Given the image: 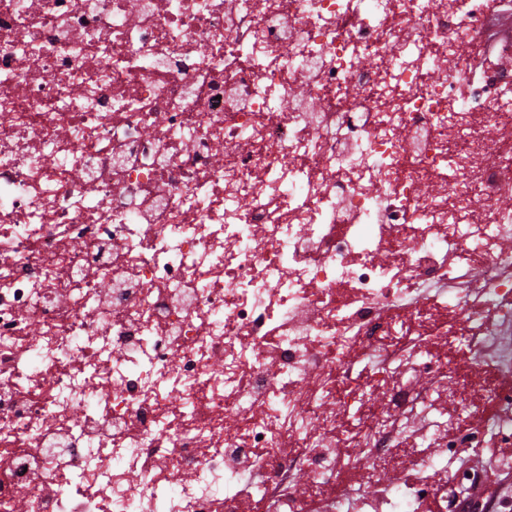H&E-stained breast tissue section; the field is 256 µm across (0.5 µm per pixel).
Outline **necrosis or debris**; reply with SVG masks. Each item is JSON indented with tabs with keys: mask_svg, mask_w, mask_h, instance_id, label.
I'll return each instance as SVG.
<instances>
[{
	"mask_svg": "<svg viewBox=\"0 0 512 512\" xmlns=\"http://www.w3.org/2000/svg\"><path fill=\"white\" fill-rule=\"evenodd\" d=\"M487 0H0V512H237L302 503L362 346L388 384L376 455L440 430L403 367L429 285L512 430V68L447 67ZM80 419H73V409ZM267 449L252 461L251 452ZM185 474L173 483L175 474ZM480 471L387 483L447 512Z\"/></svg>",
	"mask_w": 512,
	"mask_h": 512,
	"instance_id": "4bbe7bcc",
	"label": "necrosis or debris"
}]
</instances>
